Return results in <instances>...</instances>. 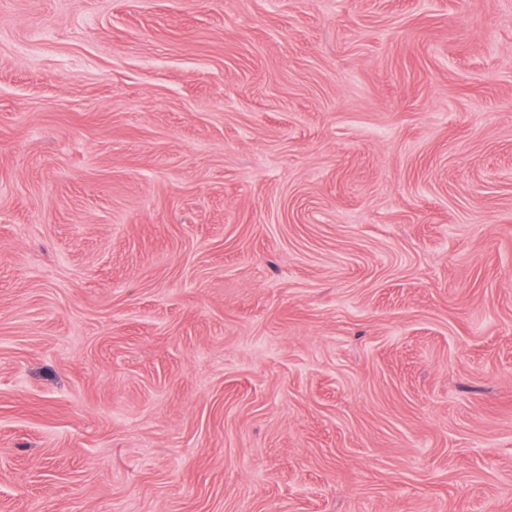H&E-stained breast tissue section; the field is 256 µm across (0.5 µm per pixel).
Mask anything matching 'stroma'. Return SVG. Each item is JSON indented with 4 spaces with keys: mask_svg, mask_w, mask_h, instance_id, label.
<instances>
[{
    "mask_svg": "<svg viewBox=\"0 0 512 512\" xmlns=\"http://www.w3.org/2000/svg\"><path fill=\"white\" fill-rule=\"evenodd\" d=\"M0 512H512V0H0Z\"/></svg>",
    "mask_w": 512,
    "mask_h": 512,
    "instance_id": "stroma-1",
    "label": "stroma"
}]
</instances>
